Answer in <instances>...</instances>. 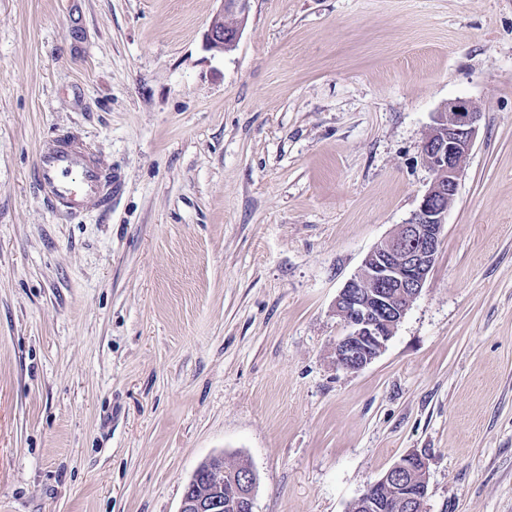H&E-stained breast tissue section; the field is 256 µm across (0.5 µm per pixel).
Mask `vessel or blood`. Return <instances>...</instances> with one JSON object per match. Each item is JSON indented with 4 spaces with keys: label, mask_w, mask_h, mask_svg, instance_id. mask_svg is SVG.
Here are the masks:
<instances>
[{
    "label": "vessel or blood",
    "mask_w": 512,
    "mask_h": 512,
    "mask_svg": "<svg viewBox=\"0 0 512 512\" xmlns=\"http://www.w3.org/2000/svg\"><path fill=\"white\" fill-rule=\"evenodd\" d=\"M40 192L52 205L77 215L109 204L119 174L73 137L44 142L35 168Z\"/></svg>",
    "instance_id": "1"
}]
</instances>
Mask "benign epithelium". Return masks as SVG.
Here are the masks:
<instances>
[{
    "label": "benign epithelium",
    "mask_w": 512,
    "mask_h": 512,
    "mask_svg": "<svg viewBox=\"0 0 512 512\" xmlns=\"http://www.w3.org/2000/svg\"><path fill=\"white\" fill-rule=\"evenodd\" d=\"M249 8L250 0H221L206 34L209 48L222 52L227 42L238 43ZM480 118L479 108L467 99L452 100L435 114L422 145L432 179L418 209L368 253L359 272L336 297V315L346 327L333 349L337 366L356 372L370 364L421 294L442 242L448 206L458 190L462 160L473 146ZM224 472V457L209 458L204 473L193 474L186 484L179 512H224ZM256 483L253 472L235 476L229 496L252 509ZM379 486L393 492L399 512H425L426 463L419 455L405 456V461L367 484L354 501L355 512L373 508Z\"/></svg>",
    "instance_id": "1"
}]
</instances>
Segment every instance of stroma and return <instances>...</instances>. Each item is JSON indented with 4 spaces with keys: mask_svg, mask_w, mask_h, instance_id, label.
<instances>
[{
    "mask_svg": "<svg viewBox=\"0 0 512 512\" xmlns=\"http://www.w3.org/2000/svg\"><path fill=\"white\" fill-rule=\"evenodd\" d=\"M0 0V512H178L213 455L254 512H349L408 454L427 512H512V0ZM482 117L385 349L334 304L417 210L448 101ZM73 133L124 184L38 192ZM249 8L250 0H221V8L212 18L206 34V42L210 49L223 53L228 41L233 44L239 42ZM232 479L233 483L229 491V496L232 497L235 502H238L241 507H249L251 511H254L255 485L257 483V477L254 471L247 475H241L240 477L233 475Z\"/></svg>",
    "mask_w": 512,
    "mask_h": 512,
    "instance_id": "35a3bbf8",
    "label": "stroma"
}]
</instances>
